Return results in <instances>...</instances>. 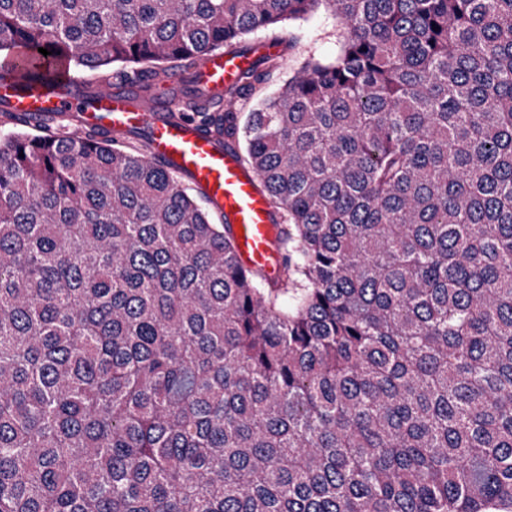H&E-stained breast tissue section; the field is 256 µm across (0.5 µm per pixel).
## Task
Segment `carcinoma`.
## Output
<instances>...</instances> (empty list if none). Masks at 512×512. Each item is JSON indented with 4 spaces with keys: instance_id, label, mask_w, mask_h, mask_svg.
<instances>
[{
    "instance_id": "1",
    "label": "carcinoma",
    "mask_w": 512,
    "mask_h": 512,
    "mask_svg": "<svg viewBox=\"0 0 512 512\" xmlns=\"http://www.w3.org/2000/svg\"><path fill=\"white\" fill-rule=\"evenodd\" d=\"M323 4L333 61L171 113L261 178L274 282L148 146L5 112L0 512H512V0H0V57L150 100Z\"/></svg>"
}]
</instances>
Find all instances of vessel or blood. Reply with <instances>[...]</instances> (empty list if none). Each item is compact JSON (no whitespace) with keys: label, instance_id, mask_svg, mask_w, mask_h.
I'll use <instances>...</instances> for the list:
<instances>
[{"label":"vessel or blood","instance_id":"1","mask_svg":"<svg viewBox=\"0 0 512 512\" xmlns=\"http://www.w3.org/2000/svg\"><path fill=\"white\" fill-rule=\"evenodd\" d=\"M277 45L260 42L247 53L216 52L200 60L195 79L212 93L233 84L256 58L273 56ZM71 74H64L63 87L46 93H25L17 74L0 75V104L15 113L75 112L80 127L105 133L140 129L148 135L153 158L169 164L200 191L206 204L231 225L240 263L261 269L269 280L281 271L276 247L279 219L261 187L260 178L237 159L234 145L219 144L205 128L171 120V112L183 109L180 99L167 102L165 112L123 92L103 87L92 100L72 94Z\"/></svg>","mask_w":512,"mask_h":512}]
</instances>
